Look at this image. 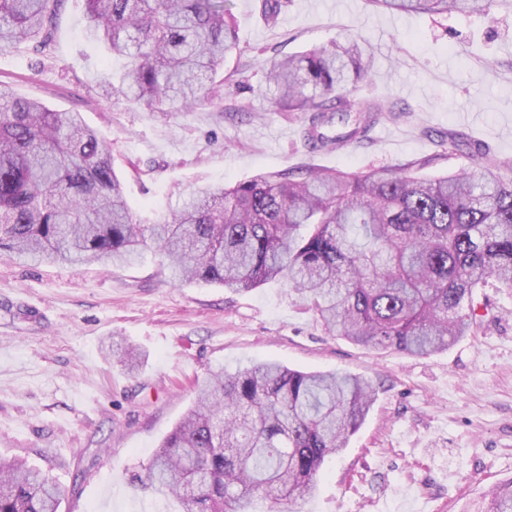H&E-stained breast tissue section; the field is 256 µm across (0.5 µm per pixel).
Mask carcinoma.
<instances>
[{
    "instance_id": "obj_1",
    "label": "carcinoma",
    "mask_w": 512,
    "mask_h": 512,
    "mask_svg": "<svg viewBox=\"0 0 512 512\" xmlns=\"http://www.w3.org/2000/svg\"><path fill=\"white\" fill-rule=\"evenodd\" d=\"M63 0H0V49L52 41ZM231 0H87V35L124 58L101 86L149 112L208 97L239 50ZM414 14L484 13L492 0H369ZM348 35L270 65L275 109L305 112L313 148L365 140L391 108L353 97L371 70ZM336 127V134L327 128ZM466 146L474 169L437 178L414 164L371 172L285 170L191 193L181 212L138 220L112 155L80 113L52 110L0 83V251L25 260L114 264L154 248L171 281L248 292L288 280L317 320L355 344L426 358L495 318L478 289L512 291V178L491 148ZM372 380L277 362L214 371L188 414L131 480L174 496L181 512H252L254 499L314 494L326 461L347 446L376 400ZM41 471L0 459V512H58ZM475 512H512V480Z\"/></svg>"
}]
</instances>
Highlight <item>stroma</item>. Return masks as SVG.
<instances>
[{
    "label": "stroma",
    "mask_w": 512,
    "mask_h": 512,
    "mask_svg": "<svg viewBox=\"0 0 512 512\" xmlns=\"http://www.w3.org/2000/svg\"><path fill=\"white\" fill-rule=\"evenodd\" d=\"M240 50L224 87L194 107L149 112L107 99L103 46L88 39L86 0H64L47 51L0 49V82L49 108L82 113L109 144L123 193L150 224L190 191L286 169L370 172L416 162L423 176L470 168L444 133L492 145L512 177V0L489 15L383 11L368 0H233ZM368 41L369 82L356 99L392 107L368 142L311 151L305 115L272 109L268 67L339 35ZM498 316L483 333L419 358L326 331L288 285L235 293L175 285L154 251L132 265L24 261L0 253V456L61 487L59 512H179L129 478L185 416L210 372L274 361L379 384L359 430L311 497L257 512H469L512 478V295L486 288ZM138 349L136 370L107 351Z\"/></svg>",
    "instance_id": "obj_1"
}]
</instances>
